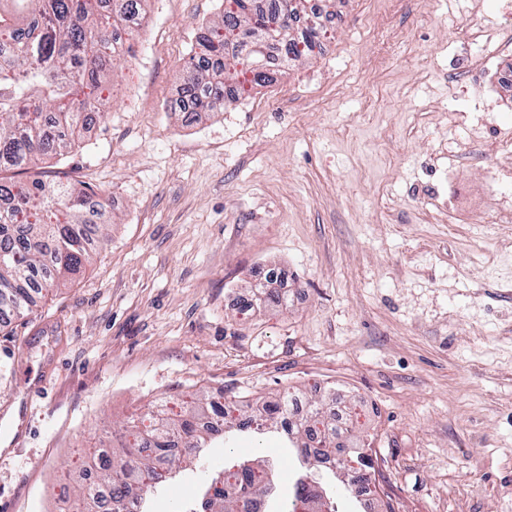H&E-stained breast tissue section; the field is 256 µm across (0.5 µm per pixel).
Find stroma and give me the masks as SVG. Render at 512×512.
I'll use <instances>...</instances> for the list:
<instances>
[{
    "label": "stroma",
    "instance_id": "stroma-1",
    "mask_svg": "<svg viewBox=\"0 0 512 512\" xmlns=\"http://www.w3.org/2000/svg\"><path fill=\"white\" fill-rule=\"evenodd\" d=\"M223 0H148L114 63L104 117L15 180L104 204L109 242L0 329V512H55L93 449L187 394L239 421L335 388L378 495L341 512H507L512 486V50L470 71V35L512 37V0H338L321 47L223 111L172 100ZM287 291L276 304L267 291ZM266 461L276 512L314 459L202 449L147 512Z\"/></svg>",
    "mask_w": 512,
    "mask_h": 512
}]
</instances>
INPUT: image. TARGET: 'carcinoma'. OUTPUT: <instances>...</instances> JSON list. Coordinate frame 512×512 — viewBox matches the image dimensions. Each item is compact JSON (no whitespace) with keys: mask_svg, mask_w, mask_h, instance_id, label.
I'll use <instances>...</instances> for the list:
<instances>
[{"mask_svg":"<svg viewBox=\"0 0 512 512\" xmlns=\"http://www.w3.org/2000/svg\"><path fill=\"white\" fill-rule=\"evenodd\" d=\"M16 18L0 13V324L11 315L32 310L35 295L74 277L90 262L91 234L103 240L95 225L92 197L69 184L34 179L21 183L3 176L46 156L69 150L84 122V111L99 103L94 92L108 82L112 65L123 53L112 47L111 29L128 16L142 15L145 0H10ZM309 0H278L275 11L264 13L255 0H225L218 22L198 40L201 55L184 71V90L196 109L217 112L224 100L235 99L252 85L268 83L259 68L267 66L271 43L280 47L278 65L298 61L314 51L319 14L308 10ZM292 394L265 406L258 426L287 413ZM150 428L135 421L125 427L126 452L110 458L92 486L82 484L74 496L98 512L102 492L112 498V512H123L125 489L137 483L154 491L172 478L184 462L174 451V436L199 451L213 438L224 447L234 441V424L214 397L194 393L185 414L170 416L147 411ZM291 447L309 456L299 433L320 437L335 447L333 414L312 409L299 423L284 421ZM272 477L261 464L243 463L234 471L210 479L205 489L207 512H239L253 488L255 473ZM329 497L318 482L300 477L293 499L280 512H325Z\"/></svg>","mask_w":512,"mask_h":512,"instance_id":"carcinoma-1","label":"carcinoma"}]
</instances>
